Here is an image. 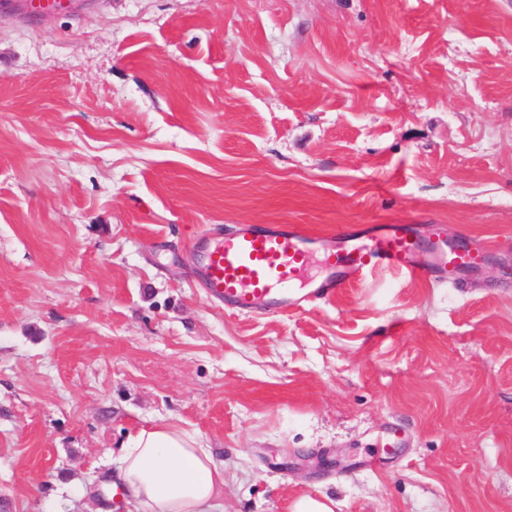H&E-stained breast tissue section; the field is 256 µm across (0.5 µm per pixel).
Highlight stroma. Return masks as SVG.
Here are the masks:
<instances>
[{
    "label": "stroma",
    "mask_w": 512,
    "mask_h": 512,
    "mask_svg": "<svg viewBox=\"0 0 512 512\" xmlns=\"http://www.w3.org/2000/svg\"><path fill=\"white\" fill-rule=\"evenodd\" d=\"M392 222L489 262L247 316L189 252ZM160 421L224 512H512V0L0 6V512H131Z\"/></svg>",
    "instance_id": "35a3bbf8"
}]
</instances>
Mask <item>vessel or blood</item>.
Returning <instances> with one entry per match:
<instances>
[{"mask_svg": "<svg viewBox=\"0 0 512 512\" xmlns=\"http://www.w3.org/2000/svg\"><path fill=\"white\" fill-rule=\"evenodd\" d=\"M414 224H373L340 238L323 237L298 224H243L211 239L198 277L208 294L242 313L265 299L279 312H294L362 276L397 271L412 279L431 274L451 281L484 260L482 247L446 240L434 231L430 248L418 246ZM324 276L296 290L292 284L312 260Z\"/></svg>", "mask_w": 512, "mask_h": 512, "instance_id": "vessel-or-blood-1", "label": "vessel or blood"}]
</instances>
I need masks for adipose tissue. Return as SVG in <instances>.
Wrapping results in <instances>:
<instances>
[{"label":"adipose tissue","instance_id":"obj_1","mask_svg":"<svg viewBox=\"0 0 512 512\" xmlns=\"http://www.w3.org/2000/svg\"><path fill=\"white\" fill-rule=\"evenodd\" d=\"M119 461L135 512H219L222 506L224 464L197 433L168 422L140 428Z\"/></svg>","mask_w":512,"mask_h":512}]
</instances>
